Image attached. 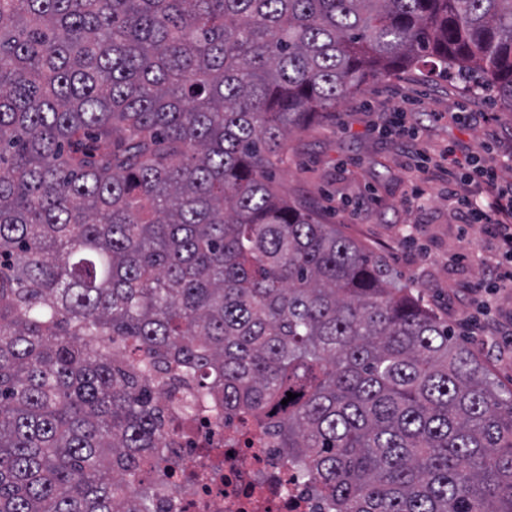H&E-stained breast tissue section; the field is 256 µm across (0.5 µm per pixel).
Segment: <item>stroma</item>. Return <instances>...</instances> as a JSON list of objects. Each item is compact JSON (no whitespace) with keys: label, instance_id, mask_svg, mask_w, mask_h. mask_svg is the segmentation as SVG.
I'll list each match as a JSON object with an SVG mask.
<instances>
[{"label":"stroma","instance_id":"stroma-1","mask_svg":"<svg viewBox=\"0 0 512 512\" xmlns=\"http://www.w3.org/2000/svg\"><path fill=\"white\" fill-rule=\"evenodd\" d=\"M512 150V112L490 93L429 69L369 79L288 139V162L273 172L284 197L336 225L366 253L384 258L395 280L454 330L501 390L512 389V358L488 351L474 321L488 268L479 231L461 235L448 200V165Z\"/></svg>","mask_w":512,"mask_h":512}]
</instances>
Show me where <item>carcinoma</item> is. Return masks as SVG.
<instances>
[{
    "instance_id": "cac0c4a2",
    "label": "carcinoma",
    "mask_w": 512,
    "mask_h": 512,
    "mask_svg": "<svg viewBox=\"0 0 512 512\" xmlns=\"http://www.w3.org/2000/svg\"><path fill=\"white\" fill-rule=\"evenodd\" d=\"M428 64L512 112V0H0V512H151L170 371L332 512H512V391L270 177Z\"/></svg>"
}]
</instances>
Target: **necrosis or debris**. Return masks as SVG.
I'll return each mask as SVG.
<instances>
[{"instance_id": "1", "label": "necrosis or debris", "mask_w": 512, "mask_h": 512, "mask_svg": "<svg viewBox=\"0 0 512 512\" xmlns=\"http://www.w3.org/2000/svg\"><path fill=\"white\" fill-rule=\"evenodd\" d=\"M180 391L173 381L162 396L166 416L176 420L168 455L186 472L208 470L209 478L178 480L167 468L151 473L154 512L174 505L180 512H331L270 435L258 431L251 443L240 442L238 417L208 406L180 416Z\"/></svg>"}]
</instances>
